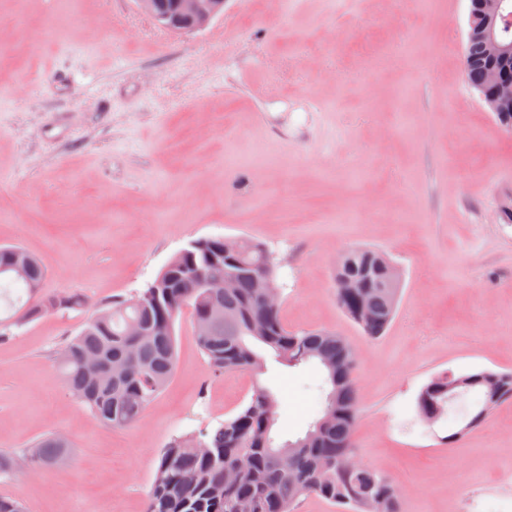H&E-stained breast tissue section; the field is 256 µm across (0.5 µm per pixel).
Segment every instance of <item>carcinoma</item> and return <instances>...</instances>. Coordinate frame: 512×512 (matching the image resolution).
Wrapping results in <instances>:
<instances>
[{
    "instance_id": "1",
    "label": "carcinoma",
    "mask_w": 512,
    "mask_h": 512,
    "mask_svg": "<svg viewBox=\"0 0 512 512\" xmlns=\"http://www.w3.org/2000/svg\"><path fill=\"white\" fill-rule=\"evenodd\" d=\"M229 239L210 236L193 240L173 255L147 288L130 298L115 299L91 318L83 329L62 344L55 362L74 399L92 416L113 428H123L139 419L173 378L177 364L176 320L186 307L192 319L209 317L210 330L196 342L215 374L246 371L253 378L247 401L216 424L174 435L159 451L146 498V512H228L237 498L254 499L259 512H297L301 498L316 496L337 507V512H402L399 492L389 477L367 468L349 476L336 473V461L355 451L352 443L358 415V393L351 369V345L340 335L324 329L288 328L281 305L260 300L249 269L268 266L276 275V262L263 245L239 239L233 255L224 251ZM18 245L0 246V301L11 313L0 317V342L11 328L20 327L48 313L79 310L82 295L74 292L44 296L46 277L42 263L25 255L22 273L14 272ZM390 258L375 249L354 248L336 264L334 279H353L357 287L336 289L342 314L360 333L377 339L390 326L400 299L387 300L383 289L384 269ZM234 270V287L224 289V275ZM372 318L361 321L359 309ZM135 323L143 336L128 333ZM259 343L289 366L318 363L329 391L320 416L308 431L293 440V469L284 471L274 462L281 448L271 435L277 401L259 381L265 359L255 348ZM100 356L110 365L124 364L128 373L120 378H87L84 359ZM490 374L502 392L487 406L490 383L478 376ZM477 377L456 387L460 375L442 371L420 389L415 402L419 417L435 412L444 417L449 406L469 394L476 396L464 416L487 419L495 407L512 399V372L481 369ZM62 433L45 435L29 443L22 454L35 458L39 467L62 461L72 443L63 444ZM245 461L234 479L225 472Z\"/></svg>"
}]
</instances>
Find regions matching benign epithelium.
Instances as JSON below:
<instances>
[{"instance_id":"benign-epithelium-1","label":"benign epithelium","mask_w":512,"mask_h":512,"mask_svg":"<svg viewBox=\"0 0 512 512\" xmlns=\"http://www.w3.org/2000/svg\"><path fill=\"white\" fill-rule=\"evenodd\" d=\"M161 27L177 33H192L207 27L224 14V0H137ZM468 29L464 50L466 68L478 71L473 84L499 127L512 133V44L501 39L502 29L512 20L508 0H468ZM263 299L273 303L279 289L263 270L252 274Z\"/></svg>"}]
</instances>
